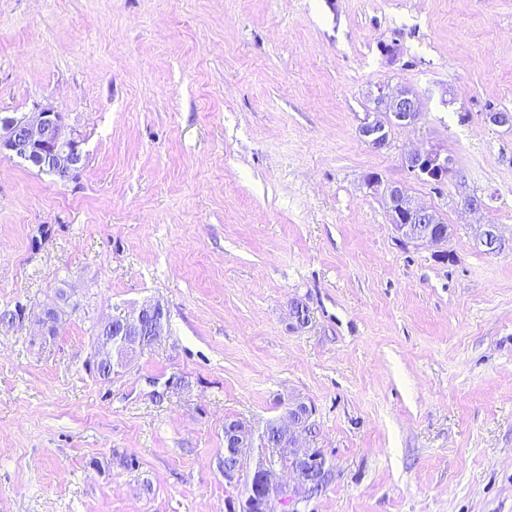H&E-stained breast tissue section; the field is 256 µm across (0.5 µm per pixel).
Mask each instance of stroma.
I'll use <instances>...</instances> for the list:
<instances>
[{
	"label": "stroma",
	"mask_w": 512,
	"mask_h": 512,
	"mask_svg": "<svg viewBox=\"0 0 512 512\" xmlns=\"http://www.w3.org/2000/svg\"><path fill=\"white\" fill-rule=\"evenodd\" d=\"M383 85L422 114L376 151ZM38 107L85 162L64 183L0 154V309H26L0 512H229L225 421L296 399L334 478L270 512H512V127L485 120L512 111V0H0V113ZM421 147L458 180L410 173ZM372 173L447 247L400 241ZM155 302L160 340L100 377L93 325ZM402 164L415 176L433 183H446L457 176L453 159L438 148L411 151L404 155Z\"/></svg>",
	"instance_id": "obj_1"
}]
</instances>
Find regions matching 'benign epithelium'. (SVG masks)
Wrapping results in <instances>:
<instances>
[{"label":"benign epithelium","mask_w":512,"mask_h":512,"mask_svg":"<svg viewBox=\"0 0 512 512\" xmlns=\"http://www.w3.org/2000/svg\"><path fill=\"white\" fill-rule=\"evenodd\" d=\"M374 102L376 109L373 118L365 119L359 128V135L371 149L382 151L390 145L391 128L415 124L419 120L421 106L410 90H390L384 86L377 88ZM0 152L27 165L42 167L61 180L74 176L85 161L82 140L72 133H66L59 114L50 108H42L19 118L0 116ZM402 164L415 176L433 183L446 182L457 176L453 159L438 148L411 151L404 155ZM366 185L375 192H381L390 224L400 240L440 246L448 242L452 234L450 226L438 212L417 203L403 185H384L374 174L366 178ZM480 244L491 251L499 249L501 239L497 225H483ZM146 319L151 323L150 336L155 341L159 340L165 325L164 308L159 303L145 305L131 316L108 322L112 335L97 338L94 345L93 361L96 368L109 374L123 366V362L112 359V342L124 346L138 344ZM314 415V406L299 400L293 413L288 415V421L278 425L292 447H305L303 440L311 437L309 423ZM224 438L229 448H250L256 441V433L247 426L230 425L224 431ZM323 471L320 459H308L307 465L297 470V484L288 491V500H293L299 493L313 491Z\"/></svg>","instance_id":"benign-epithelium-1"}]
</instances>
